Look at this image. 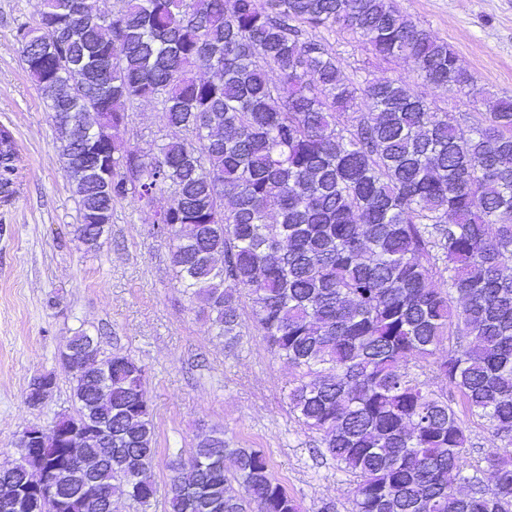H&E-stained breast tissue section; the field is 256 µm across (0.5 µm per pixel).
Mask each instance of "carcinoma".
<instances>
[{
    "label": "carcinoma",
    "instance_id": "cac0c4a2",
    "mask_svg": "<svg viewBox=\"0 0 512 512\" xmlns=\"http://www.w3.org/2000/svg\"><path fill=\"white\" fill-rule=\"evenodd\" d=\"M320 28L411 60L424 84L482 94L396 0H123L115 12L41 0L15 40L52 114L78 241L97 247L116 203L170 195L154 223L169 226L185 292L227 348L248 298L270 352L296 372L290 412L353 478L349 512H512V97H485L481 121L450 124L405 78L348 80L309 35ZM140 101L179 132L153 154L116 137ZM17 177L1 128V195ZM71 379L74 412L57 419L112 425V440L85 449L99 462L95 493L61 451L25 461L19 437L0 485L52 478L71 512H110L115 496L150 507L144 367L104 353ZM103 382L107 399L94 393ZM456 394L499 452L468 461ZM171 469L167 512H300L266 454L222 431ZM0 512L62 510L1 497Z\"/></svg>",
    "mask_w": 512,
    "mask_h": 512
}]
</instances>
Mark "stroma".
I'll return each instance as SVG.
<instances>
[{
    "mask_svg": "<svg viewBox=\"0 0 512 512\" xmlns=\"http://www.w3.org/2000/svg\"><path fill=\"white\" fill-rule=\"evenodd\" d=\"M414 21L448 41L461 65L489 96H512V0H397ZM40 0H0V128L11 131L19 156L13 197H0V452H11L25 427H48L71 412V375L60 353L69 336L99 337L105 353L129 355L147 371L155 423L154 479L166 491L168 463L189 457L197 440L223 431L231 446L266 452L273 475L303 512L321 502L346 504L349 476L313 455L318 434L288 408L293 370L275 359L242 308V336L226 349L197 303L183 291L167 240L138 204L117 203L97 249L76 238L77 198L61 157L51 114L30 80L16 28L33 22ZM347 78L412 77L404 58H376L357 40L320 31ZM417 92L449 121L481 119L472 96L417 83ZM155 103H139L118 131L145 153L173 137ZM52 374L46 403L25 402L34 375Z\"/></svg>",
    "mask_w": 512,
    "mask_h": 512,
    "instance_id": "obj_1",
    "label": "stroma"
}]
</instances>
